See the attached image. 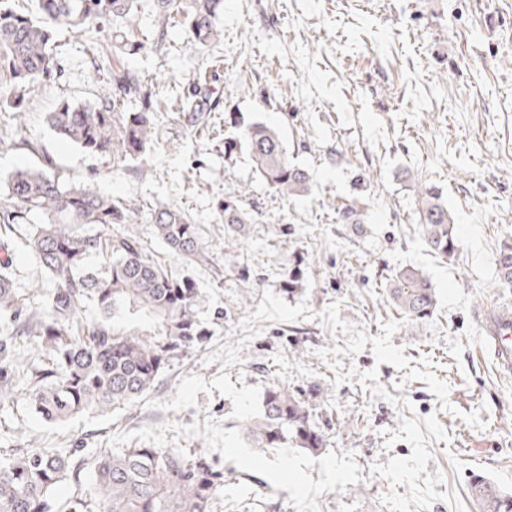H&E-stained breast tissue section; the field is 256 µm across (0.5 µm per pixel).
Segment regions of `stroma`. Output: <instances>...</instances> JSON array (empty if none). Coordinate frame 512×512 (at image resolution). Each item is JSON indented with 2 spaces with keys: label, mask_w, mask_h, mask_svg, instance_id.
I'll use <instances>...</instances> for the list:
<instances>
[{
  "label": "stroma",
  "mask_w": 512,
  "mask_h": 512,
  "mask_svg": "<svg viewBox=\"0 0 512 512\" xmlns=\"http://www.w3.org/2000/svg\"><path fill=\"white\" fill-rule=\"evenodd\" d=\"M220 41L194 54L171 28L156 46L151 7L131 65L154 83L158 144L119 170L59 139L60 102L112 91V27L59 32L58 72L26 102L39 150L0 148V176L50 155L75 181L124 198L141 215L188 212L211 254L226 193L247 222L237 266L214 278L170 254L147 224L148 251L202 294L211 335L173 360L154 390L106 413L43 421L24 394L0 401V456L71 449L86 463L127 448L205 452L224 473L215 512H480L481 475L512 493V373L481 341V323L512 312L494 256L512 236V0H224ZM207 110L189 121V93ZM276 129L289 160L310 171L309 195L285 198L247 152L224 155L231 116ZM439 188L457 226L454 263L422 240L418 193ZM355 210L359 224L343 220ZM295 292L282 284L294 261ZM14 286L30 309L47 283L25 249ZM412 266L438 299L413 323L389 278ZM305 393L327 434L321 452L250 447L242 433L275 384Z\"/></svg>",
  "instance_id": "stroma-1"
}]
</instances>
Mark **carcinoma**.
I'll return each mask as SVG.
<instances>
[{
  "label": "carcinoma",
  "instance_id": "carcinoma-1",
  "mask_svg": "<svg viewBox=\"0 0 512 512\" xmlns=\"http://www.w3.org/2000/svg\"><path fill=\"white\" fill-rule=\"evenodd\" d=\"M224 0H152L162 45L171 20L181 17L188 33L185 48L199 52L220 37L218 16ZM140 0H36L23 13L13 0H0V145L36 150L37 142L21 120L28 97L58 69L55 44L59 29L81 32L109 19L138 17ZM143 45L127 34L112 36V52L126 58ZM154 84L129 70L112 75V96L96 105L64 101L48 113L56 134L84 153L114 161L137 159L157 140ZM140 107L129 108L131 100ZM245 148L256 170L283 195L309 193V172L292 164L278 133L263 123L238 128L224 139V156ZM423 239L439 258L458 254L456 224L441 194L423 188L419 210ZM141 217L122 198L102 195L85 183L70 181L50 157L0 180V399L26 387L29 403L44 421L66 422L84 412H104L147 395L169 363L208 340L197 319L202 294L193 279L177 277L150 258L131 229ZM227 227L228 242L245 223L239 199L224 196L217 217ZM155 237L188 266L219 264L200 243L197 224L185 211L160 205L146 218ZM24 230L21 244L45 270L52 288L41 309L30 314L14 288L13 235ZM101 257L103 267H87ZM498 281L512 286V237L494 258ZM397 308L410 321L433 315L437 297L428 277L416 268L401 269L390 284ZM98 318L86 322L84 302ZM30 343L48 360L24 362L16 340ZM253 448L293 444L312 453L326 447L314 424L310 402L281 384L265 393L262 410L244 421ZM82 462L64 450H30L0 457V512H51L62 480L80 479ZM92 481L106 502V512H212L224 487V473L205 454L187 458L175 448H127L94 462ZM470 492L481 512H512V496L493 482L474 476Z\"/></svg>",
  "mask_w": 512,
  "mask_h": 512
}]
</instances>
